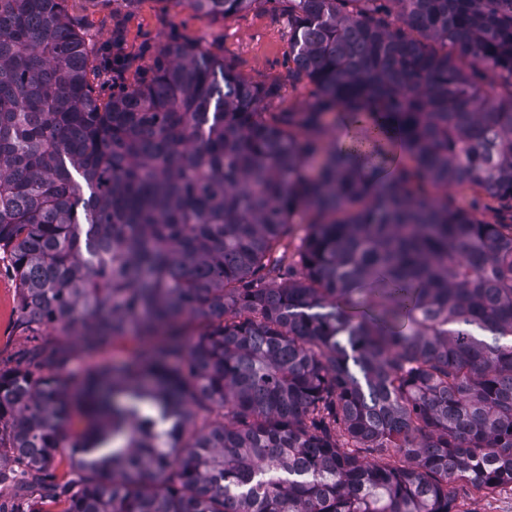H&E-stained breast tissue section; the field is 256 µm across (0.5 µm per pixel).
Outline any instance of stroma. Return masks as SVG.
<instances>
[{
	"label": "stroma",
	"mask_w": 512,
	"mask_h": 512,
	"mask_svg": "<svg viewBox=\"0 0 512 512\" xmlns=\"http://www.w3.org/2000/svg\"><path fill=\"white\" fill-rule=\"evenodd\" d=\"M66 9L83 19L103 65H112L111 70L102 66L90 77L100 100L111 98L113 85H130L149 74L162 48L176 41L191 43L201 52L226 59L249 82L279 85V95L266 100V111L295 112L313 98L308 81L288 80V14L275 0L221 19L194 11L185 0H140L123 18L124 36L117 48L111 45V7L98 4L97 0H67ZM448 198L487 224L512 218V210L505 202L465 187L449 188ZM17 319L16 285L11 272L0 262V368L4 370L60 336L51 328L31 336L18 328ZM456 505L459 512H512V490L504 488L485 495L462 484L457 489Z\"/></svg>",
	"instance_id": "obj_1"
}]
</instances>
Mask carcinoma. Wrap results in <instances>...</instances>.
Returning a JSON list of instances; mask_svg holds the SVG:
<instances>
[{"instance_id":"1","label":"carcinoma","mask_w":512,"mask_h":512,"mask_svg":"<svg viewBox=\"0 0 512 512\" xmlns=\"http://www.w3.org/2000/svg\"><path fill=\"white\" fill-rule=\"evenodd\" d=\"M65 2L0 0V260L20 326L68 335L0 370V483L34 490L0 512H455L460 482L512 489V222L448 202H512V0H282L301 112L191 45L101 103ZM448 200L463 206L486 224L508 222L510 211L507 203L484 194H476L466 187L448 189ZM134 355L135 347L131 343H128L126 345H119L114 348L111 345L108 349L94 355L93 357L84 358L75 362L71 366V369L74 372H78L88 364L112 365L113 363H121L124 361H128L132 359Z\"/></svg>"}]
</instances>
